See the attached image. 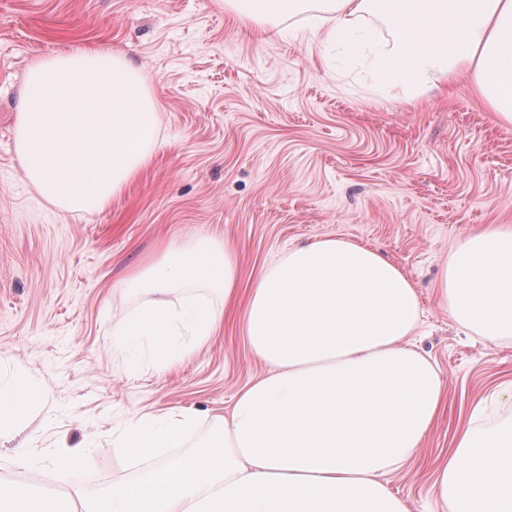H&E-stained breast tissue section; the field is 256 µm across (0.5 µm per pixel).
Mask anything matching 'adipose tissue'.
Wrapping results in <instances>:
<instances>
[{"label":"adipose tissue","mask_w":512,"mask_h":512,"mask_svg":"<svg viewBox=\"0 0 512 512\" xmlns=\"http://www.w3.org/2000/svg\"><path fill=\"white\" fill-rule=\"evenodd\" d=\"M323 46L369 51L385 87L416 94L453 70L512 123V0H329ZM378 6L392 27L379 44L359 23ZM237 260L212 237L165 249L123 286L148 299L117 329V347L147 341L157 360L199 346L224 313L174 309L161 296L201 284L235 296ZM440 293L453 319L483 340H512V225L468 236L453 252ZM417 293L382 255L329 239L289 252L263 275L245 333L270 371L235 397L195 448L196 417L134 416L115 445L136 463L102 497H69L52 512H407L381 478L419 448L442 400L437 366L411 347ZM41 404L24 376L0 387V425H21ZM444 512H512V425L464 429L436 476Z\"/></svg>","instance_id":"adipose-tissue-1"}]
</instances>
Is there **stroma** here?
I'll use <instances>...</instances> for the list:
<instances>
[{
  "label": "stroma",
  "mask_w": 512,
  "mask_h": 512,
  "mask_svg": "<svg viewBox=\"0 0 512 512\" xmlns=\"http://www.w3.org/2000/svg\"><path fill=\"white\" fill-rule=\"evenodd\" d=\"M326 0H288L272 17L248 0H0V386L25 375L42 395L0 432V480L37 501L94 496L132 473L113 446L132 416L189 411L197 436L264 376L244 331L260 277L296 247L343 239L372 248L414 286L417 349L436 363L441 410L421 446L382 479L408 512H441L435 473L475 407L512 422V341L466 333L439 294L470 234L512 225V125L460 71L412 96L379 89L367 64L325 49ZM131 60L158 116L147 163L97 213L64 211L28 181L15 107L29 65L57 51ZM212 236L238 259V298L164 294L224 308L217 336L162 364L146 344L112 347L143 302L119 283L167 245ZM70 449L81 470L59 466Z\"/></svg>",
  "instance_id": "stroma-1"
}]
</instances>
